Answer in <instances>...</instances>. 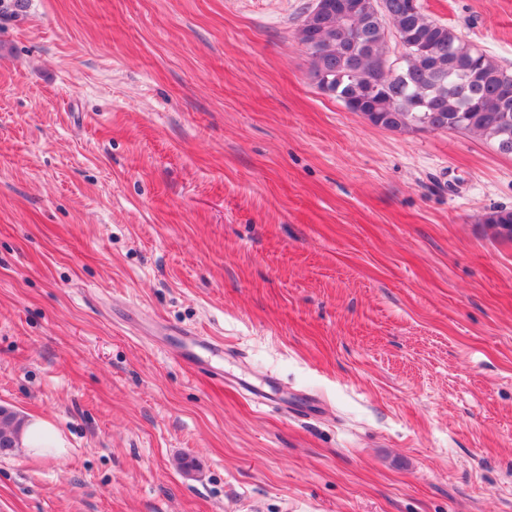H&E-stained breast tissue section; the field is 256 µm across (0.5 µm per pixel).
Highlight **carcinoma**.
<instances>
[{
    "label": "carcinoma",
    "instance_id": "obj_1",
    "mask_svg": "<svg viewBox=\"0 0 512 512\" xmlns=\"http://www.w3.org/2000/svg\"><path fill=\"white\" fill-rule=\"evenodd\" d=\"M328 2L331 10L312 25L310 6L297 29L309 77L321 92L386 130L461 132L512 155V71L455 29L428 19L419 2L385 0L386 9L369 17L355 8L360 0ZM395 46L416 60H404L393 74L379 72V90L367 93L361 74L391 59ZM484 223L512 240V210L494 208ZM20 427L16 412L0 410L1 456L15 450Z\"/></svg>",
    "mask_w": 512,
    "mask_h": 512
}]
</instances>
